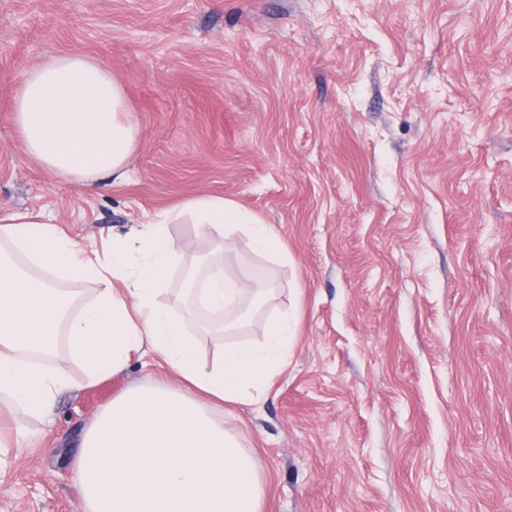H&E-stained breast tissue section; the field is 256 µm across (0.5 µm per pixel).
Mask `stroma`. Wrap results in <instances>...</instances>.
Segmentation results:
<instances>
[{
  "instance_id": "obj_1",
  "label": "stroma",
  "mask_w": 512,
  "mask_h": 512,
  "mask_svg": "<svg viewBox=\"0 0 512 512\" xmlns=\"http://www.w3.org/2000/svg\"><path fill=\"white\" fill-rule=\"evenodd\" d=\"M102 62L138 127L127 181L28 157L17 90ZM257 214L231 273L287 318L269 391L220 419L263 466L264 512H512V0H0V211L99 241L187 196ZM60 393L0 450V512H83L75 446L112 398L177 379L152 358Z\"/></svg>"
}]
</instances>
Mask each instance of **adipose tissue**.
<instances>
[{
    "label": "adipose tissue",
    "mask_w": 512,
    "mask_h": 512,
    "mask_svg": "<svg viewBox=\"0 0 512 512\" xmlns=\"http://www.w3.org/2000/svg\"><path fill=\"white\" fill-rule=\"evenodd\" d=\"M15 125L26 154L62 180L128 177L136 127L122 85L95 59L55 56L31 70ZM186 217L222 251L242 230L257 252L286 254L269 225L215 195L185 198L100 251L42 212L0 214V414L45 418L58 394L76 389L63 350L93 380L147 354L179 380L130 387L91 422L75 462L84 512H263L259 461L208 405L266 390L288 354V323H269L263 345L231 342L271 291L212 262L183 291L189 314L207 317L203 332L222 339L212 366L201 365L187 316L159 301L181 259L168 227ZM63 279L93 284V301L60 287Z\"/></svg>",
    "instance_id": "ef3b65f1"
}]
</instances>
